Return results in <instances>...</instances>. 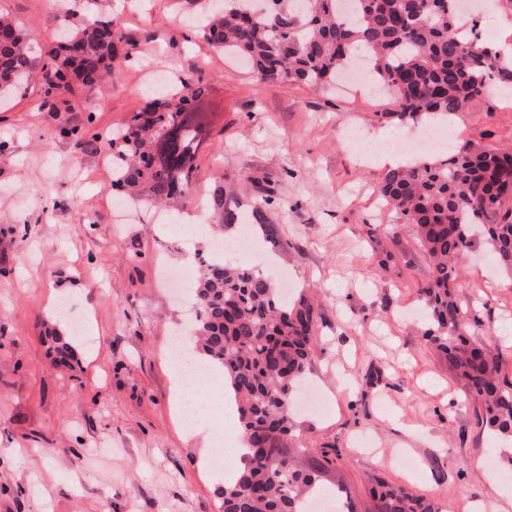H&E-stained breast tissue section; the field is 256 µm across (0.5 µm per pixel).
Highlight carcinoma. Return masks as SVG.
<instances>
[{
	"instance_id": "carcinoma-1",
	"label": "carcinoma",
	"mask_w": 512,
	"mask_h": 512,
	"mask_svg": "<svg viewBox=\"0 0 512 512\" xmlns=\"http://www.w3.org/2000/svg\"><path fill=\"white\" fill-rule=\"evenodd\" d=\"M209 0L197 35L226 55L244 58L261 82L303 83L325 90L358 52L374 76L395 94V109L380 116L415 124L466 110L496 84L512 91V55L460 28L459 0ZM65 19L80 9L85 19L66 26L58 41L35 50L31 36L0 12V101L39 84L42 106L74 112L71 98H91L116 60L135 44L117 20L96 13L97 0H73ZM209 93L199 75L186 92L159 91L110 134L90 133L92 115L70 116L60 134L79 146L112 153V188L131 200L179 209L195 183L199 143L210 132L202 107ZM380 195L400 224L416 237L433 276L423 289L433 328L429 342L448 360L491 430L512 436V383L502 376L500 352L471 341L477 324L457 302L456 265L480 241L497 263L512 270V148L467 143L443 155L388 170ZM222 222L224 183L213 191ZM190 336L229 382L237 406L236 428L247 452L238 477L218 489L222 512H307L325 465L298 466L288 450L294 439L292 406L297 384L311 369L318 311L300 294H281L264 274L224 261L200 268ZM55 363L72 345L47 330ZM376 512H441L438 504L380 477L372 478Z\"/></svg>"
}]
</instances>
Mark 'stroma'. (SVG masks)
Listing matches in <instances>:
<instances>
[{"instance_id":"1","label":"stroma","mask_w":512,"mask_h":512,"mask_svg":"<svg viewBox=\"0 0 512 512\" xmlns=\"http://www.w3.org/2000/svg\"><path fill=\"white\" fill-rule=\"evenodd\" d=\"M137 44L88 104L93 131L121 125L146 101L138 73L205 74L215 125L195 160V202L207 228L139 220L116 209L100 152L60 135L66 115L40 106L38 89L0 112V512H221L222 472L209 464L223 411L187 427L170 376V342L190 318V290L168 265L196 264L212 250L216 185L224 206L262 219L234 236L283 249L242 263L320 311L317 360L308 375L325 412L296 414L300 463L337 452L323 488L341 481L372 512L369 474L434 499L442 512H498L512 494V468L492 470L491 430L429 328L423 288L432 273L415 238L379 197L389 140L417 124L380 121L392 92L265 83L200 40V0H147L143 11L99 0ZM0 10L52 42L56 0H0ZM455 145H512V96L480 97L452 116ZM394 253L379 265L375 251ZM456 272L455 296L479 323L471 333L499 348L512 380V271L486 247ZM74 347L69 364L47 356L44 327Z\"/></svg>"}]
</instances>
